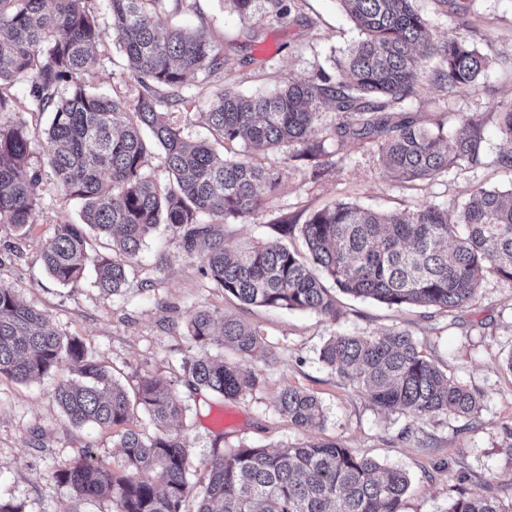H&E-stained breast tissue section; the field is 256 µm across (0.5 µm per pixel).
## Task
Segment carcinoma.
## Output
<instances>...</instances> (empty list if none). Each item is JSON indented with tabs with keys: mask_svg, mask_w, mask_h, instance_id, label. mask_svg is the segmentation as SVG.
Returning a JSON list of instances; mask_svg holds the SVG:
<instances>
[{
	"mask_svg": "<svg viewBox=\"0 0 512 512\" xmlns=\"http://www.w3.org/2000/svg\"><path fill=\"white\" fill-rule=\"evenodd\" d=\"M94 0H0V114L14 108L5 86L20 84L34 112H49L46 155L57 181L81 200L78 224L61 222L43 246L48 273L73 285L86 269L97 240L105 252L95 263L98 289L122 291L148 236L167 225L196 257L214 288L247 305L338 316L332 282L348 295L390 307L414 305L454 310L474 302L487 270L512 283V192L479 188L448 222L436 205L382 213L338 202L302 224L284 220V237L300 233L308 257L280 242L250 244L230 253L217 223L255 215L279 188L283 173L252 162L249 153L294 145L314 158L320 145L309 134L323 106L335 105L348 121L344 134L385 136L383 166L397 180L429 179L459 162L477 164L482 122L465 113L455 137L409 121H393V108L415 93L419 78L450 88L476 85L487 62L465 38L437 39L414 0H340L362 38L337 63V76L287 83L244 96L220 92L198 113L215 144H192L173 114L189 102L190 76L208 79L224 68V43L178 25L158 26L167 0H109L111 25L100 23ZM123 52L138 84L131 100L87 88L97 65L96 48L107 38ZM70 92L62 93V88ZM498 131L512 144V106L499 113ZM244 143L237 158L215 146ZM25 124L0 121V224L22 235L41 210L39 175L29 169ZM160 154L168 182L148 169ZM221 344L234 351L229 363L208 352L215 324ZM198 352L182 365L194 389L227 399L253 394L258 372L245 367L265 343L260 332L230 315L201 309L186 321ZM68 356L78 381L59 385L55 399L75 425L120 429L119 461L110 470L88 452L52 472L81 498H107L112 512H402L408 473L361 457L343 443L309 440L277 450L239 446L214 449L205 463L207 481L192 483L186 438L169 430L183 408L171 389L144 376L130 394L109 371L87 358L83 342L62 335L44 314L0 285V377L26 382L49 374ZM319 360L366 392L382 410L423 422L448 414L476 419L478 402L465 386L429 361L412 337L398 330L330 337ZM276 409L300 428H318L319 400L283 389ZM144 412L154 428H137ZM446 512H512L493 498L461 490Z\"/></svg>",
	"mask_w": 512,
	"mask_h": 512,
	"instance_id": "obj_1",
	"label": "carcinoma"
}]
</instances>
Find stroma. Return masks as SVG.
Here are the masks:
<instances>
[{
  "label": "stroma",
  "instance_id": "35a3bbf8",
  "mask_svg": "<svg viewBox=\"0 0 512 512\" xmlns=\"http://www.w3.org/2000/svg\"><path fill=\"white\" fill-rule=\"evenodd\" d=\"M288 13L241 19L224 0H196L195 7L165 5L160 26L181 23L224 39V72L207 82L188 78L195 105L176 113L185 136L205 140L209 131L197 112L220 90L249 94L286 81H316L335 75L336 64L360 38L339 0H286ZM437 37L457 34L473 42L489 65L476 86L457 87L420 81L416 93L395 106L397 116L440 129L451 138L463 112L484 118L479 164H462L432 179L394 180L379 160V138L341 136L340 112L323 109L309 136L322 143L317 159L298 157L283 146L254 154V163L283 171L271 206L241 222L220 225L226 248L277 239L276 223H303L314 211L341 201L391 212L430 204L456 218L477 188H512V170L495 163L511 145L498 132L503 108L512 105V0H416ZM253 29V38L244 30ZM91 80L108 97L137 94L125 57L114 43L99 48ZM8 120L26 124L31 139L30 169L40 171L41 211L28 236L0 224V284L41 311L61 333L79 338L89 358L105 365L127 390L141 376L171 384L183 405L174 427L189 444L191 480L203 479L214 448L241 445L277 449L310 439L338 440L358 455L405 470L411 487L402 512H445L459 489L469 495L512 503V284L485 273L477 301L451 313L426 307L390 308L348 296L337 319L310 312L244 305L203 277L198 259L187 257L181 239L167 226L144 243L121 297L101 293L93 271L74 286H64L46 271L40 252L54 224L79 219L81 204L66 195L52 175L43 151L49 113L31 111L18 98ZM322 176H313L315 167ZM208 309L236 315L259 329L266 350L254 367L263 380L259 391L231 400L186 384L183 362L196 353L185 323L191 311ZM399 328L409 332L424 355L454 381L475 392L479 411L474 425L465 419L437 417L424 423L419 442L403 435L409 417L375 407L367 395L319 362L321 346L338 333L361 334ZM68 359L41 379L18 383L0 378V502L20 512H112L106 499L77 498L56 482L54 470L71 464L83 449L112 466L117 431L92 424L72 425L54 398L56 387L75 379ZM292 386L315 395L325 416L321 427L305 430L274 407L278 393ZM465 472L458 484L457 472Z\"/></svg>",
  "mask_w": 512,
  "mask_h": 512
}]
</instances>
